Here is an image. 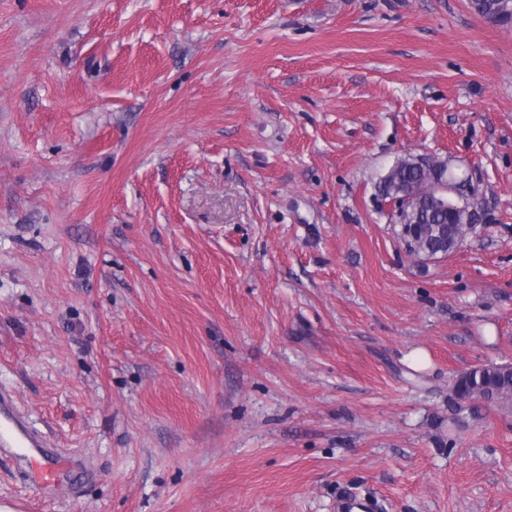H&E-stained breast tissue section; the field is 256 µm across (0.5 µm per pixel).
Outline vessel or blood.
<instances>
[{"mask_svg": "<svg viewBox=\"0 0 512 512\" xmlns=\"http://www.w3.org/2000/svg\"><path fill=\"white\" fill-rule=\"evenodd\" d=\"M0 446L19 449L18 460L27 464L38 484L47 486L63 468L60 452L46 448L17 411L9 393L0 392Z\"/></svg>", "mask_w": 512, "mask_h": 512, "instance_id": "obj_1", "label": "vessel or blood"}]
</instances>
